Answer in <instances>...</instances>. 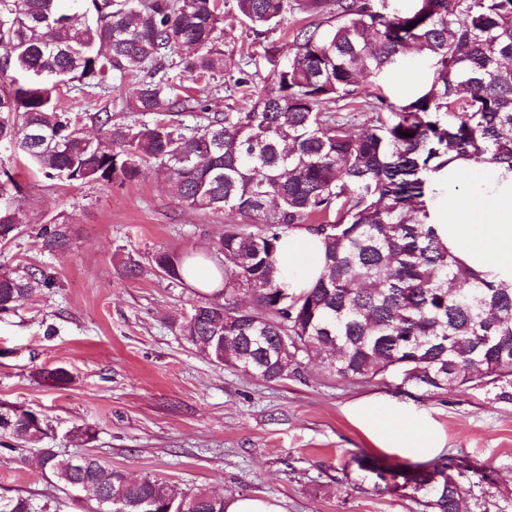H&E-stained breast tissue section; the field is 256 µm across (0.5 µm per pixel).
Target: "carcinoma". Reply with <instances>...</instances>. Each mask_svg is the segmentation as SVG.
Wrapping results in <instances>:
<instances>
[{
  "label": "carcinoma",
  "mask_w": 512,
  "mask_h": 512,
  "mask_svg": "<svg viewBox=\"0 0 512 512\" xmlns=\"http://www.w3.org/2000/svg\"><path fill=\"white\" fill-rule=\"evenodd\" d=\"M232 6L255 36L280 25L292 0H0V142L17 147L48 181L132 182L151 166L176 197L200 211L240 219L213 249L224 259V289L200 297L180 324L207 358L276 382L321 359L344 380L402 369L403 382L429 393L491 385L512 398V288L459 267L428 223L429 176L448 153L512 168V0H306L327 24L300 28L256 92L245 70L230 76L250 99L240 112L208 113L193 128L177 119L171 72L213 77L223 67L209 48ZM80 14L84 23H72ZM414 27H409V24ZM194 47L196 53L182 54ZM433 60L429 85L383 117L386 100L361 88L412 50ZM136 78L130 109L151 120L89 116L106 142L86 138L59 109L72 82L95 89L112 76ZM362 112H333L329 103ZM410 136L404 137L402 133ZM21 187L0 170V243L19 235ZM322 237L324 269L285 302L278 267L283 237ZM42 248L66 249L63 224L40 229ZM181 283L182 257L154 256ZM54 287L39 268L19 275L0 264V314ZM0 438L36 441L43 419L6 410ZM374 491L409 489L426 512H469L459 464L410 466L352 458ZM38 468L93 494L99 512H224V497L176 492L158 478L136 483L92 455L44 448ZM0 512H34L30 499L0 496Z\"/></svg>",
  "instance_id": "cac0c4a2"
}]
</instances>
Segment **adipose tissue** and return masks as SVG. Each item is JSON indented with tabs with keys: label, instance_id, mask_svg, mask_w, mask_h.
<instances>
[{
	"label": "adipose tissue",
	"instance_id": "ef3b65f1",
	"mask_svg": "<svg viewBox=\"0 0 512 512\" xmlns=\"http://www.w3.org/2000/svg\"><path fill=\"white\" fill-rule=\"evenodd\" d=\"M429 221L458 262L493 284L512 288V168L449 154L427 196ZM320 238L306 230L284 237L280 272L289 292L311 287L323 269ZM358 417L383 448H434L438 438L426 421L402 412L383 421L366 407Z\"/></svg>",
	"mask_w": 512,
	"mask_h": 512
}]
</instances>
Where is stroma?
<instances>
[{
	"instance_id": "obj_1",
	"label": "stroma",
	"mask_w": 512,
	"mask_h": 512,
	"mask_svg": "<svg viewBox=\"0 0 512 512\" xmlns=\"http://www.w3.org/2000/svg\"><path fill=\"white\" fill-rule=\"evenodd\" d=\"M318 20L298 9L258 39L225 8L215 44L223 72L210 81L179 75L176 94H197L213 112L248 107L230 76L243 69L256 90L271 87L265 47L292 40L299 27ZM431 76L432 61L422 54L362 86L400 105ZM127 85L116 77L90 95L69 85L61 101L96 137L91 113L140 122L127 106ZM1 162L19 173L24 193L21 233L0 243V263L20 271L40 267L56 285L0 314V404L42 416L44 429L27 447L0 446V494L29 498L35 512H97L89 494H75L37 470L41 449L52 448L95 455L129 478L157 476L183 492L204 487L273 499L283 512H420L407 491L377 493L358 480L349 460L364 453L394 465L465 461L470 469L461 485L470 512H512V400L496 389L429 394L402 384L394 369L351 381L317 364L269 383L213 363L178 328L197 289L163 277L153 257H213L212 245L232 216L184 206L168 180L150 170L121 186L55 183L7 142L0 143ZM53 223L68 228L65 252L41 248L38 231ZM130 258L140 265L133 278L125 273ZM57 367L70 373L69 383L44 379V370ZM376 405L427 419L439 448L379 447L354 416L355 408ZM77 425L91 427L93 439L71 440L68 432Z\"/></svg>"
}]
</instances>
